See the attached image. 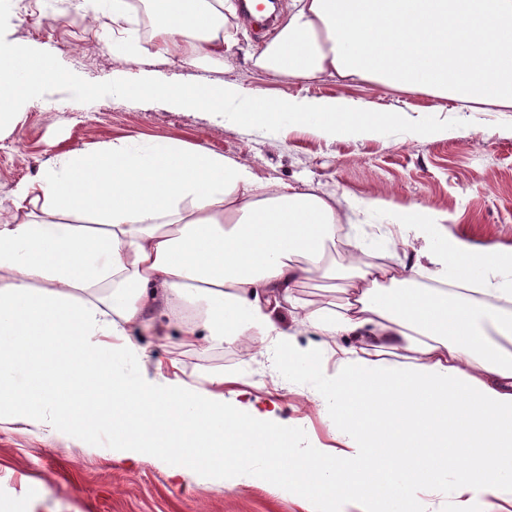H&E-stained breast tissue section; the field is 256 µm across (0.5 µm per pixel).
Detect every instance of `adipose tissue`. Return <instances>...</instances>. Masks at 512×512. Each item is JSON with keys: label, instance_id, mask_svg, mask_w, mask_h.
<instances>
[{"label": "adipose tissue", "instance_id": "1", "mask_svg": "<svg viewBox=\"0 0 512 512\" xmlns=\"http://www.w3.org/2000/svg\"><path fill=\"white\" fill-rule=\"evenodd\" d=\"M148 38L112 0L113 54L145 43L184 66L217 64L231 0H150ZM256 67L310 82L375 81L441 101L512 110V0H291ZM382 199L350 205L260 179L252 164L177 140L126 138L72 151L13 192L0 216V419L51 409L69 435L96 416L130 460L162 455L170 477L218 464L227 488L258 480L311 512H427L450 488L458 512L512 504V248L476 244L446 215L400 205L394 262L344 241L352 282L338 308L298 286L335 278L326 245ZM430 287H422V280ZM201 346L272 352L306 373L343 447L294 451L272 412L225 404L194 384L140 385L122 369L165 346L168 328Z\"/></svg>", "mask_w": 512, "mask_h": 512}]
</instances>
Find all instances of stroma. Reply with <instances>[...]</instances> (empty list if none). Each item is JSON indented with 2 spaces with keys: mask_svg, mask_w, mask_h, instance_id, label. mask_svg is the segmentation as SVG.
<instances>
[{
  "mask_svg": "<svg viewBox=\"0 0 512 512\" xmlns=\"http://www.w3.org/2000/svg\"><path fill=\"white\" fill-rule=\"evenodd\" d=\"M109 15L92 23L76 16L71 0H11L7 40L52 53L92 82L155 77L170 82H213L247 96L302 99L347 96L362 108L405 111L410 119L433 115L437 99L375 83L344 87L333 80L307 83L256 67L252 56L272 37L247 24L231 29L233 45L219 65L183 66L146 49L140 64L114 55L99 36ZM477 133L469 139H419L402 133L326 139L300 127L277 133L240 127L223 117L161 102L108 96L84 104L54 91L22 106L12 129L0 135V210L13 207L16 186L54 157L91 151L128 137L174 139L190 147L249 160L264 180L312 182L339 200L382 196L393 204L418 203L446 212L447 225L474 243L512 247V112L463 115ZM153 365L126 371L151 383L166 378L208 388L225 375V391L246 392L260 410L275 409V426L288 430L293 447L335 446L328 412L314 408L318 395L305 376L274 365L270 356L243 353L224 343L205 347L172 335L152 348ZM162 369H155V362ZM212 464H190L173 479L159 456L131 461L112 448L104 430L81 431L71 441L49 427L0 422V512H308L307 500L266 481L228 489L212 476Z\"/></svg>",
  "mask_w": 512,
  "mask_h": 512,
  "instance_id": "35a3bbf8",
  "label": "stroma"
}]
</instances>
